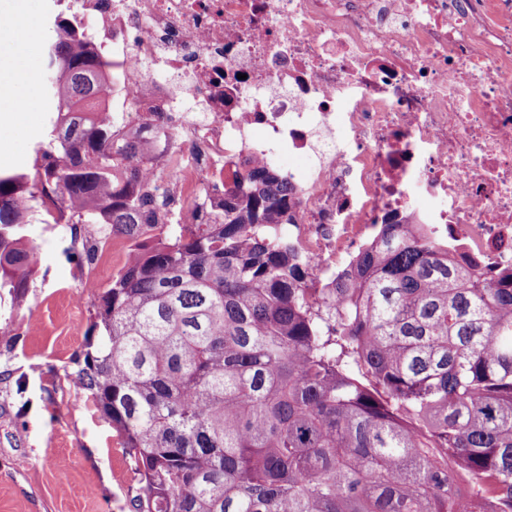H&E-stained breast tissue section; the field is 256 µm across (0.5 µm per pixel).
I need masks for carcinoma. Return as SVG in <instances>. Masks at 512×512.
Masks as SVG:
<instances>
[{
    "label": "carcinoma",
    "instance_id": "obj_1",
    "mask_svg": "<svg viewBox=\"0 0 512 512\" xmlns=\"http://www.w3.org/2000/svg\"><path fill=\"white\" fill-rule=\"evenodd\" d=\"M49 28L60 111L32 167L0 171V291L32 281L35 202L41 224L132 241L76 384L134 459L133 512H512V272L381 224L311 288L274 170L242 166L167 223L143 173L157 124L123 130L80 23Z\"/></svg>",
    "mask_w": 512,
    "mask_h": 512
}]
</instances>
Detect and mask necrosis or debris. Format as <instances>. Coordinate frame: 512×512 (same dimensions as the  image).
<instances>
[{
  "instance_id": "obj_1",
  "label": "necrosis or debris",
  "mask_w": 512,
  "mask_h": 512,
  "mask_svg": "<svg viewBox=\"0 0 512 512\" xmlns=\"http://www.w3.org/2000/svg\"><path fill=\"white\" fill-rule=\"evenodd\" d=\"M112 99L165 128L179 205L249 160L301 189L313 276L378 224L512 270V0H67ZM305 155L296 170L288 157Z\"/></svg>"
}]
</instances>
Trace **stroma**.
<instances>
[{"label": "stroma", "mask_w": 512, "mask_h": 512, "mask_svg": "<svg viewBox=\"0 0 512 512\" xmlns=\"http://www.w3.org/2000/svg\"><path fill=\"white\" fill-rule=\"evenodd\" d=\"M52 0H30L32 34L40 48L31 65L33 116L0 127L16 150L0 170L30 167L46 141L54 105L41 82L43 45ZM98 224H38L33 244L38 271L18 297L0 294V512H130L139 488L134 463L89 394L78 389L77 360L96 341L97 296L86 278L111 283L129 242L108 237L93 262L69 259L72 233L96 239Z\"/></svg>", "instance_id": "stroma-1"}]
</instances>
